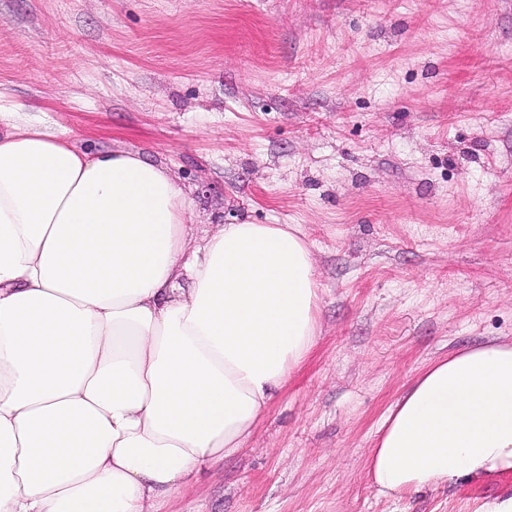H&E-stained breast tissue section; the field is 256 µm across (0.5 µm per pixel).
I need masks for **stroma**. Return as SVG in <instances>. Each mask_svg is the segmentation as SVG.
<instances>
[{"label": "stroma", "instance_id": "35a3bbf8", "mask_svg": "<svg viewBox=\"0 0 512 512\" xmlns=\"http://www.w3.org/2000/svg\"><path fill=\"white\" fill-rule=\"evenodd\" d=\"M0 119L142 151L219 225L295 224L320 336L234 456L157 512H478L512 476L378 496L430 362L512 341V0H0Z\"/></svg>", "mask_w": 512, "mask_h": 512}]
</instances>
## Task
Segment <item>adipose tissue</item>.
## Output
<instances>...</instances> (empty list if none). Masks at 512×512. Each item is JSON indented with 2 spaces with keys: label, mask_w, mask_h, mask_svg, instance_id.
<instances>
[{
  "label": "adipose tissue",
  "mask_w": 512,
  "mask_h": 512,
  "mask_svg": "<svg viewBox=\"0 0 512 512\" xmlns=\"http://www.w3.org/2000/svg\"><path fill=\"white\" fill-rule=\"evenodd\" d=\"M140 152L0 124V512H151L237 453L311 353L301 230L224 224ZM379 495L512 475V343L430 363L367 458Z\"/></svg>",
  "instance_id": "1"
}]
</instances>
